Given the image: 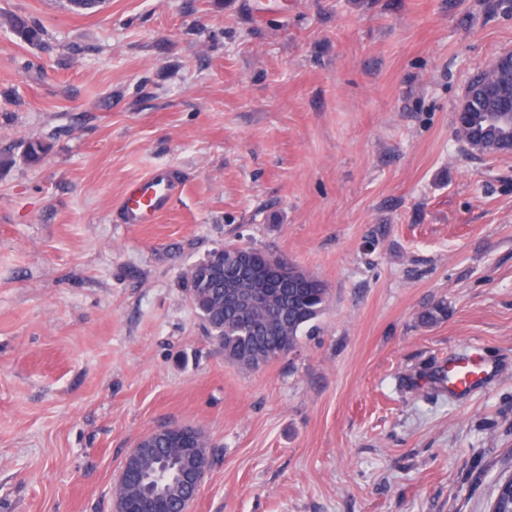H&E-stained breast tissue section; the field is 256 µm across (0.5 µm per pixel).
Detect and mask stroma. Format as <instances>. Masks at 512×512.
Returning <instances> with one entry per match:
<instances>
[{"mask_svg": "<svg viewBox=\"0 0 512 512\" xmlns=\"http://www.w3.org/2000/svg\"><path fill=\"white\" fill-rule=\"evenodd\" d=\"M1 14L45 43L0 26V512H115L125 456L166 423L209 442L191 512H490L512 475V154H470L452 117L512 50V0ZM157 169L180 196L119 223ZM228 243L329 290L257 370L225 361L185 287ZM471 345L500 372L457 400L433 377ZM10 29L21 40L32 45H38L43 40L44 31L35 23H31L19 16L6 19Z\"/></svg>", "mask_w": 512, "mask_h": 512, "instance_id": "obj_1", "label": "stroma"}]
</instances>
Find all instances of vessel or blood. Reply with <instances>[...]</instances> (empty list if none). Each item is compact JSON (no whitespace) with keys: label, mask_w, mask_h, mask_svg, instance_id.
<instances>
[{"label":"vessel or blood","mask_w":512,"mask_h":512,"mask_svg":"<svg viewBox=\"0 0 512 512\" xmlns=\"http://www.w3.org/2000/svg\"><path fill=\"white\" fill-rule=\"evenodd\" d=\"M179 183L167 171L158 169L131 185L120 206L119 216L124 224H149L180 194ZM494 373L474 350L455 353L443 368L449 394L463 396L488 380Z\"/></svg>","instance_id":"vessel-or-blood-1"}]
</instances>
